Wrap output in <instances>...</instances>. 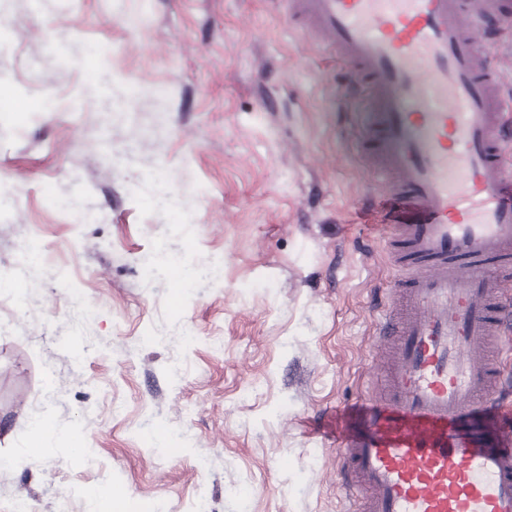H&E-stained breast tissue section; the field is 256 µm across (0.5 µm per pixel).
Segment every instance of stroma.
<instances>
[{
    "label": "stroma",
    "instance_id": "1",
    "mask_svg": "<svg viewBox=\"0 0 512 512\" xmlns=\"http://www.w3.org/2000/svg\"><path fill=\"white\" fill-rule=\"evenodd\" d=\"M348 77L272 0H0V512H357L325 415L393 271Z\"/></svg>",
    "mask_w": 512,
    "mask_h": 512
}]
</instances>
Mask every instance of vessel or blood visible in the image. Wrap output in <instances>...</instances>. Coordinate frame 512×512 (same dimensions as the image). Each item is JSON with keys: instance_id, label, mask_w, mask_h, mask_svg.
Returning a JSON list of instances; mask_svg holds the SVG:
<instances>
[{"instance_id": "1", "label": "vessel or blood", "mask_w": 512, "mask_h": 512, "mask_svg": "<svg viewBox=\"0 0 512 512\" xmlns=\"http://www.w3.org/2000/svg\"><path fill=\"white\" fill-rule=\"evenodd\" d=\"M373 100L377 176L395 284L376 323L391 346L361 418L335 440L360 512H512V119L473 27L512 20V0H281Z\"/></svg>"}]
</instances>
